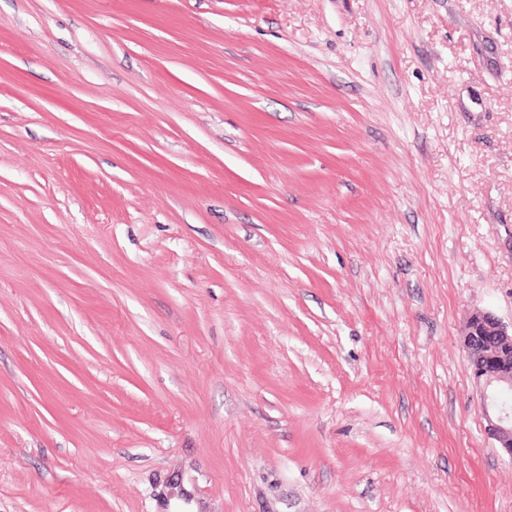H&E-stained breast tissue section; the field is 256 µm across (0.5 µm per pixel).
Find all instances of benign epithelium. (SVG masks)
Listing matches in <instances>:
<instances>
[{
    "label": "benign epithelium",
    "instance_id": "1",
    "mask_svg": "<svg viewBox=\"0 0 512 512\" xmlns=\"http://www.w3.org/2000/svg\"><path fill=\"white\" fill-rule=\"evenodd\" d=\"M463 347L488 434L512 458V404L504 398V391H512V329L489 312H477L468 321Z\"/></svg>",
    "mask_w": 512,
    "mask_h": 512
}]
</instances>
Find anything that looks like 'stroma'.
Instances as JSON below:
<instances>
[{
    "mask_svg": "<svg viewBox=\"0 0 512 512\" xmlns=\"http://www.w3.org/2000/svg\"><path fill=\"white\" fill-rule=\"evenodd\" d=\"M512 0H0V512H512ZM463 347L467 369L480 389L488 434L512 457V404L504 391H512V325L510 330L489 312L473 314Z\"/></svg>",
    "mask_w": 512,
    "mask_h": 512,
    "instance_id": "stroma-1",
    "label": "stroma"
}]
</instances>
